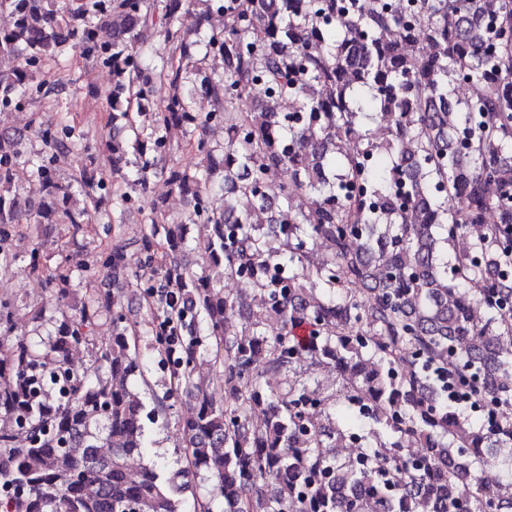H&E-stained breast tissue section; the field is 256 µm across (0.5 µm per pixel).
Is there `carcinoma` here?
<instances>
[{
	"label": "carcinoma",
	"instance_id": "carcinoma-1",
	"mask_svg": "<svg viewBox=\"0 0 512 512\" xmlns=\"http://www.w3.org/2000/svg\"><path fill=\"white\" fill-rule=\"evenodd\" d=\"M110 2L0 0L14 18L0 31V106L33 92L32 73L11 67L14 59L36 68L67 46L83 48L112 67L115 218L156 175L186 210L167 223L154 204L139 240H117L80 265L82 283L109 275L110 295L87 288L80 297L70 270L32 257L30 272L45 276L57 312L39 342L9 339L13 302L0 298V512H181L198 475L212 490L196 512H512L494 472L512 471V0H497L491 21L488 0ZM219 12L223 30L206 29ZM101 26L112 42L98 46ZM158 27L179 60L149 68ZM217 54L221 73L207 68ZM154 72L166 77L168 98L129 111L131 91L149 100ZM475 78L479 99L459 98ZM200 92L213 102L205 114L194 111ZM367 102L384 139L336 153ZM214 122L224 128L219 143L201 137ZM175 125L200 133L193 165L170 164ZM73 136L66 115L41 132L38 151L0 133V246L26 221L63 214L75 232L88 225L91 189L107 188L95 178L98 155H86L75 178L86 206L49 204L73 197L53 166ZM23 163L45 186L36 206L17 192ZM359 181L369 197L349 194ZM302 193L306 208L295 205ZM263 211L265 222H255ZM201 223L207 234L192 245L186 227ZM132 246L136 270L126 263ZM190 248L226 277H244L243 288L227 292L191 270ZM134 285L147 298L139 321L121 302ZM477 306L486 321L475 319ZM237 316L245 331L232 339L224 325ZM103 317L109 336L98 334ZM303 324L305 344L294 336ZM142 336L176 380L150 406L129 385L151 372ZM78 346L95 352L96 366L74 368ZM204 357L222 369V402L194 381ZM305 361L331 368L336 390L291 378ZM178 391L195 401L182 424L191 469L163 477L142 465L132 474L129 460L149 445L147 422ZM358 396L373 403L370 417L353 408ZM489 403L498 407L492 430L477 417ZM354 433L356 457L338 458Z\"/></svg>",
	"mask_w": 512,
	"mask_h": 512
}]
</instances>
